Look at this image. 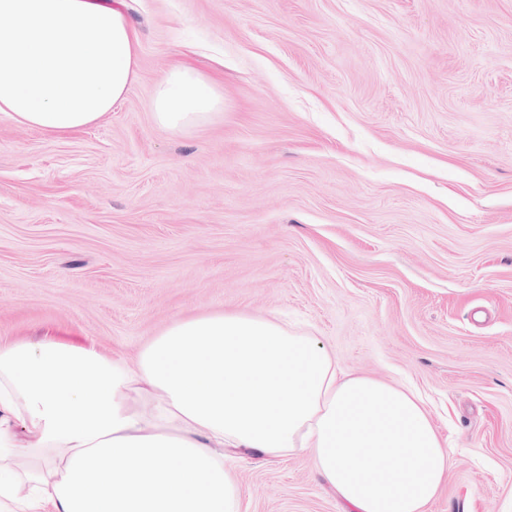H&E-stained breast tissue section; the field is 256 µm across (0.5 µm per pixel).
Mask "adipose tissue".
<instances>
[{
    "mask_svg": "<svg viewBox=\"0 0 512 512\" xmlns=\"http://www.w3.org/2000/svg\"><path fill=\"white\" fill-rule=\"evenodd\" d=\"M140 41L98 0H0V113L66 135L135 81ZM219 105L188 66L156 85L158 125ZM310 453L345 512H427L448 450L412 390L342 370L272 319L174 322L135 364L46 339L0 344V512H239L225 460Z\"/></svg>",
    "mask_w": 512,
    "mask_h": 512,
    "instance_id": "obj_1",
    "label": "adipose tissue"
}]
</instances>
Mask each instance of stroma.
I'll use <instances>...</instances> for the list:
<instances>
[{
  "label": "stroma",
  "instance_id": "stroma-1",
  "mask_svg": "<svg viewBox=\"0 0 512 512\" xmlns=\"http://www.w3.org/2000/svg\"><path fill=\"white\" fill-rule=\"evenodd\" d=\"M125 100L66 136L0 114V343L135 362L241 312L422 397L453 465L427 512H512V0H102ZM179 64L218 114L159 127ZM241 512H343L298 452L232 462Z\"/></svg>",
  "mask_w": 512,
  "mask_h": 512
}]
</instances>
